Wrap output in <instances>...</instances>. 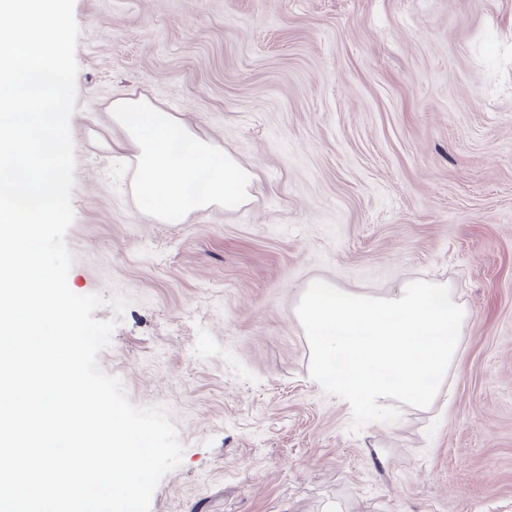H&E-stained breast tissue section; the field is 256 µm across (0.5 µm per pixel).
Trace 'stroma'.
Here are the masks:
<instances>
[{
	"instance_id": "35a3bbf8",
	"label": "stroma",
	"mask_w": 512,
	"mask_h": 512,
	"mask_svg": "<svg viewBox=\"0 0 512 512\" xmlns=\"http://www.w3.org/2000/svg\"><path fill=\"white\" fill-rule=\"evenodd\" d=\"M79 295L122 293L104 372L169 408L150 512H512V0H75ZM249 168L239 207L139 210L115 99ZM447 284L431 406L349 430L311 378L308 281Z\"/></svg>"
}]
</instances>
